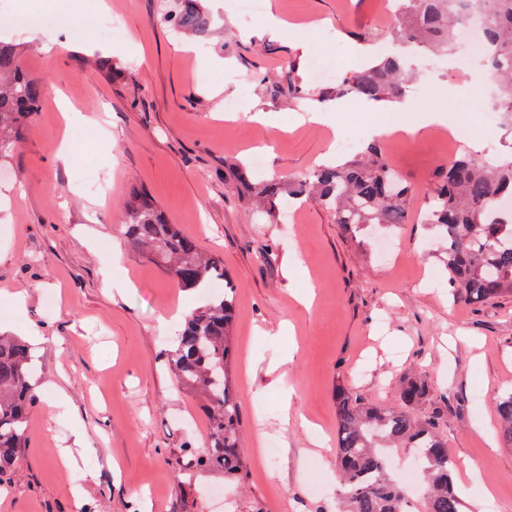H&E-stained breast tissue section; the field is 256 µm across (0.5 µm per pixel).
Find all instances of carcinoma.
Listing matches in <instances>:
<instances>
[{"mask_svg":"<svg viewBox=\"0 0 512 512\" xmlns=\"http://www.w3.org/2000/svg\"><path fill=\"white\" fill-rule=\"evenodd\" d=\"M390 26L404 45L428 44L451 53L455 29L482 3L490 5L483 65L496 88L495 108L512 114V0H400ZM182 33L200 35L212 24L199 0H174L158 17ZM300 61L288 58V70L271 79L272 90L289 100L325 102L350 92L373 102L400 98L409 82L407 61L387 55L355 70L334 85L308 94L299 75ZM44 81L30 75L19 53L0 41V158L12 153L28 119L40 111ZM426 223L447 243L448 282L457 298L482 303L512 294V210L500 199L512 195V155L489 163L470 153L448 162L439 172ZM228 186L258 202L272 217L293 201L314 197L334 211L336 222L352 233L366 224H403L413 190L384 160L373 144L365 158L322 165L292 181L273 175L260 183L237 168ZM126 238L180 287L209 288L224 278V265L201 254L196 241L169 223L148 194L132 190L127 202ZM233 287L212 296L185 321L167 361L184 389L203 398L208 441L204 449L184 448L191 468L212 467L228 479L245 480L238 433V401L229 379L233 357L231 326ZM31 348L24 341L0 336V482L14 470L26 447L29 414L36 401ZM428 376L408 377L399 387L400 407L380 408L351 390L336 388L337 482L345 512H462V500L451 476L448 444L431 427L418 422L411 409L429 392ZM498 415L512 441V393L501 398ZM385 448H416L425 489L416 502L391 474Z\"/></svg>","mask_w":512,"mask_h":512,"instance_id":"1","label":"carcinoma"}]
</instances>
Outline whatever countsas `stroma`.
<instances>
[{
	"mask_svg": "<svg viewBox=\"0 0 512 512\" xmlns=\"http://www.w3.org/2000/svg\"><path fill=\"white\" fill-rule=\"evenodd\" d=\"M161 2L107 0L123 16V34L80 28L50 55L43 45L58 27L0 25V40L19 47L24 68L46 83L41 111L0 160V332L30 339L38 395L0 512H73L77 484L88 512H331L337 387L396 408L401 381L423 374L430 391L412 414L447 440L454 483L467 489L464 512H489L495 499L512 504V446L488 445L475 429L497 420L500 397L512 392V295L477 305L454 298L424 222L436 174L452 155L432 131H401L416 108L444 110L481 139L460 151L511 154L512 118L484 121L492 89L482 67L457 55L436 66L419 53L405 111L383 112L351 93L291 103L273 97L263 75L294 56L305 88L319 90L312 63L326 47L342 57L341 73L356 70L358 42L389 46L393 18L384 0H275L289 22L278 32L242 20L232 0H205L213 24L187 40L157 23ZM99 57L120 71L118 80L97 68ZM63 98L84 122L65 125ZM228 99L238 107L230 118ZM312 110L326 121H309ZM378 125L399 128L381 144L387 164L414 189L408 223L354 239L316 200L269 218L225 181L266 143L265 172L285 178L352 159ZM339 129L353 150H337ZM88 130L90 151L55 161L62 139L78 141ZM90 166L109 178V201L88 192ZM135 188L202 252L222 259L225 282L236 289L230 372L247 471L239 487L226 486L218 470L187 476L174 467L186 445L202 446L207 430L202 402L179 386L159 352L182 327L176 313L193 312L201 297L130 250L123 205ZM381 235L392 239L396 261L379 255ZM116 249L123 260L108 267ZM287 254L295 258L290 276ZM310 286L316 297L307 309L296 296ZM17 292L25 305L13 303ZM59 387L68 408L56 404ZM78 433L90 446L78 460L81 480L58 463ZM315 485L323 495L311 494Z\"/></svg>",
	"mask_w": 512,
	"mask_h": 512,
	"instance_id": "obj_1",
	"label": "stroma"
}]
</instances>
